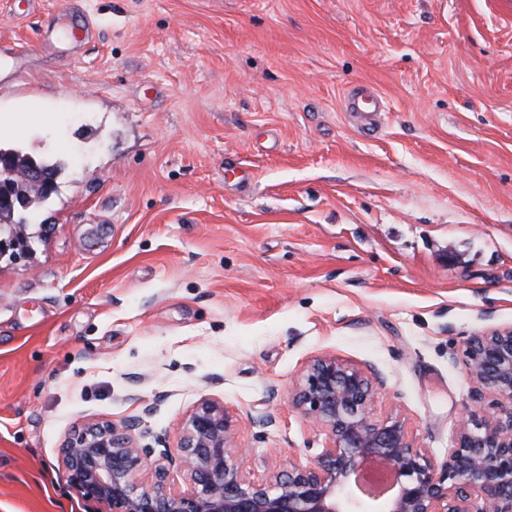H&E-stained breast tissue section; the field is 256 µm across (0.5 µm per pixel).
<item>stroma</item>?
I'll use <instances>...</instances> for the list:
<instances>
[{
  "mask_svg": "<svg viewBox=\"0 0 512 512\" xmlns=\"http://www.w3.org/2000/svg\"><path fill=\"white\" fill-rule=\"evenodd\" d=\"M0 111L61 165L0 258V512H96L65 438L174 448L205 400L248 479L307 465L316 355L437 461L491 412L463 351L512 324V0H0ZM346 112H356L365 121L364 130L373 132L377 127V117L382 112L379 94L372 88H361L352 92L344 100Z\"/></svg>",
  "mask_w": 512,
  "mask_h": 512,
  "instance_id": "1",
  "label": "stroma"
}]
</instances>
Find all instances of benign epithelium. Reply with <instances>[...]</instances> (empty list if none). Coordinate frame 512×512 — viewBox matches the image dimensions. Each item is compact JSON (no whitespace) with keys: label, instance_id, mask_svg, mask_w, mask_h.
Segmentation results:
<instances>
[{"label":"benign epithelium","instance_id":"benign-epithelium-1","mask_svg":"<svg viewBox=\"0 0 512 512\" xmlns=\"http://www.w3.org/2000/svg\"><path fill=\"white\" fill-rule=\"evenodd\" d=\"M30 181L45 196L56 176L0 157V213L28 207L16 193ZM465 366L475 394L496 400L492 414L466 422L442 461L427 457L404 422L373 409L383 381L331 355L311 358L289 393L292 405L326 432L328 445L306 466H290L266 482L246 478L224 407L203 402L191 413L175 449L189 485L175 491L159 464L141 476L150 453L128 426L88 424L66 438L59 454L73 490L106 512H512V325L471 336ZM374 466L392 479L390 491L365 489L362 470Z\"/></svg>","mask_w":512,"mask_h":512}]
</instances>
